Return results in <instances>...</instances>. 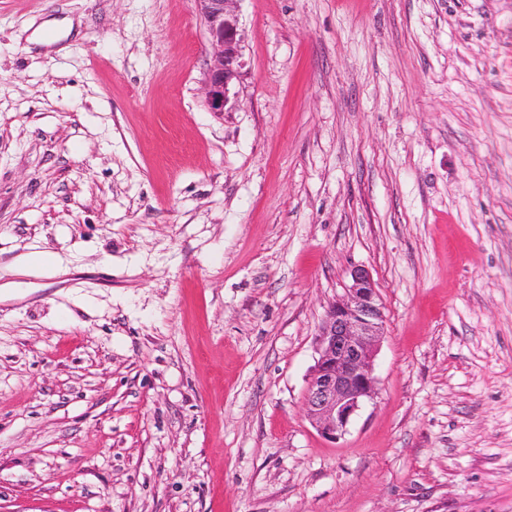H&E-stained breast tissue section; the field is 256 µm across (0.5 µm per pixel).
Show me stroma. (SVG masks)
<instances>
[{
	"label": "stroma",
	"mask_w": 512,
	"mask_h": 512,
	"mask_svg": "<svg viewBox=\"0 0 512 512\" xmlns=\"http://www.w3.org/2000/svg\"><path fill=\"white\" fill-rule=\"evenodd\" d=\"M238 14L214 113L196 0H0V512H512V0ZM356 267L378 395L331 442ZM385 314L371 273L354 268L345 293L330 305L316 337L305 411L324 438L336 441L365 401L378 394L374 361Z\"/></svg>",
	"instance_id": "1"
}]
</instances>
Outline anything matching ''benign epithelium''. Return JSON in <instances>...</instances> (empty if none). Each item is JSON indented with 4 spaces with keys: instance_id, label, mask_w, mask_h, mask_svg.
I'll use <instances>...</instances> for the list:
<instances>
[{
    "instance_id": "benign-epithelium-1",
    "label": "benign epithelium",
    "mask_w": 512,
    "mask_h": 512,
    "mask_svg": "<svg viewBox=\"0 0 512 512\" xmlns=\"http://www.w3.org/2000/svg\"><path fill=\"white\" fill-rule=\"evenodd\" d=\"M213 49L204 82L206 105L223 112L241 75L239 0H196ZM385 314L377 283L354 268L345 293L330 305L316 337L317 354L305 396V411L324 438H341L362 404L378 394L374 361L384 335Z\"/></svg>"
}]
</instances>
